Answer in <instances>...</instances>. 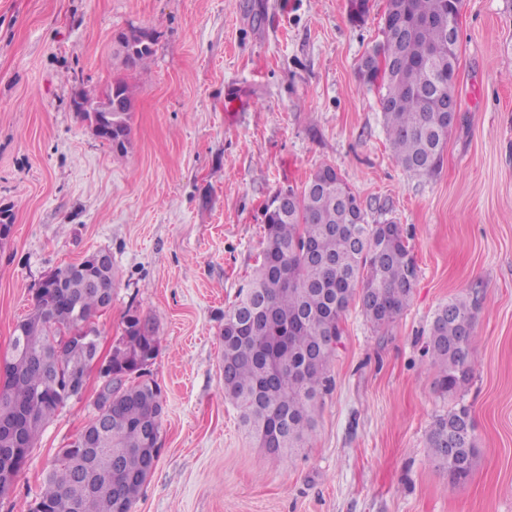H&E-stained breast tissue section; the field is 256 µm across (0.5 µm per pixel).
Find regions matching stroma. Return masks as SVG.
<instances>
[{
	"label": "stroma",
	"mask_w": 512,
	"mask_h": 512,
	"mask_svg": "<svg viewBox=\"0 0 512 512\" xmlns=\"http://www.w3.org/2000/svg\"><path fill=\"white\" fill-rule=\"evenodd\" d=\"M388 0H0V362L50 270L104 250L108 356L135 314L156 325L159 457L133 512H512V0H464L457 118L442 165L391 156L376 90L357 66L382 39ZM152 33L131 68L119 32ZM123 79L124 156L73 108ZM334 165L368 223L402 224L417 264L410 307L375 328L351 305L316 428L293 460L258 447L224 400V311L264 247V209ZM477 308L476 371L441 394L422 355L439 306ZM102 382L45 426L0 512H28L58 450L96 413ZM481 455L449 485L427 433L456 401Z\"/></svg>",
	"instance_id": "stroma-1"
}]
</instances>
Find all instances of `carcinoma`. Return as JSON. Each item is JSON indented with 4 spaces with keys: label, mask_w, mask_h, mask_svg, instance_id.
<instances>
[{
    "label": "carcinoma",
    "mask_w": 512,
    "mask_h": 512,
    "mask_svg": "<svg viewBox=\"0 0 512 512\" xmlns=\"http://www.w3.org/2000/svg\"><path fill=\"white\" fill-rule=\"evenodd\" d=\"M462 0H389L376 44L358 66L361 80L377 89L395 163L418 176L436 173L455 115L436 106L455 97L457 56L448 49L445 26ZM130 67L144 64L152 43L140 29L116 36ZM112 129L103 141L117 155L130 144L132 93L112 82ZM278 192L264 214L262 259L247 287L224 311V399L238 412L246 434L261 448L275 446L292 458L312 433L319 399L331 385L337 347L321 338L343 334L351 304L378 328L410 306L416 263L400 224H370L359 197L341 174L326 180L316 170L294 199L279 204ZM51 297H32L31 313L15 333L22 351L0 371V418L15 417L29 456L44 426L61 408L68 380L81 374L85 340L97 337L94 318L112 306L113 265L53 270ZM476 306L456 296L438 308L423 347L443 394L473 378L471 344ZM123 346L112 354V402L97 407L87 425L107 422L101 442L81 448L76 438L60 449L35 495L46 512H132L159 455L161 386L148 377L158 341L155 327L130 315ZM461 425L473 427L470 408L458 404L436 416L427 444L452 485L465 481L479 460L474 435L457 441ZM21 470L0 457V494L13 488Z\"/></svg>",
    "instance_id": "1"
}]
</instances>
